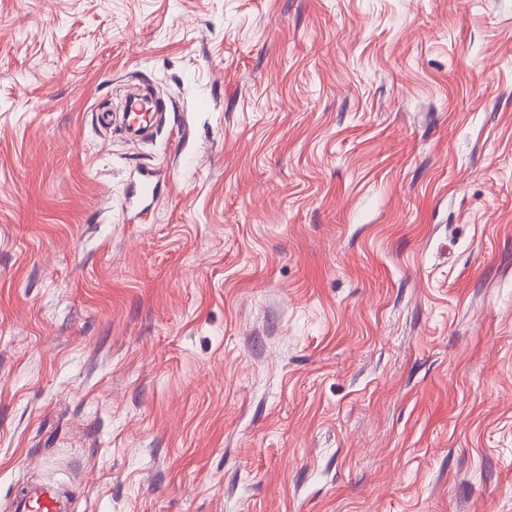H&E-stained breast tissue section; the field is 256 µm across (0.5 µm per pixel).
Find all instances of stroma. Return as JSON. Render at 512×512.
Returning a JSON list of instances; mask_svg holds the SVG:
<instances>
[{"instance_id": "obj_1", "label": "stroma", "mask_w": 512, "mask_h": 512, "mask_svg": "<svg viewBox=\"0 0 512 512\" xmlns=\"http://www.w3.org/2000/svg\"><path fill=\"white\" fill-rule=\"evenodd\" d=\"M36 482L512 512V0H0V512Z\"/></svg>"}]
</instances>
